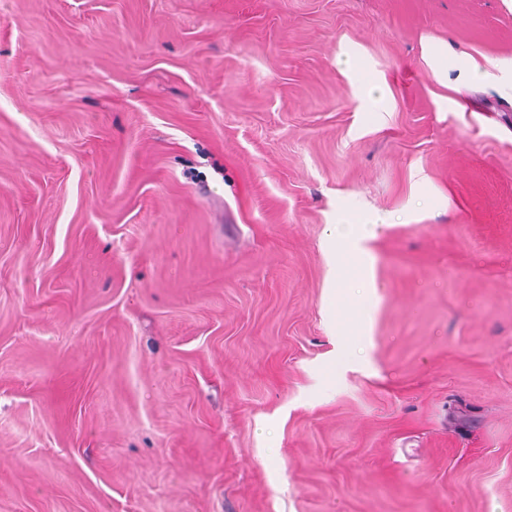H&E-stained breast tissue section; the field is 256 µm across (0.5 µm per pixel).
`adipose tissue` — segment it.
<instances>
[{
    "label": "adipose tissue",
    "instance_id": "1",
    "mask_svg": "<svg viewBox=\"0 0 512 512\" xmlns=\"http://www.w3.org/2000/svg\"><path fill=\"white\" fill-rule=\"evenodd\" d=\"M425 56L433 65L434 75L440 85H447L449 76L457 80L474 82L485 77V69L477 62L462 58L447 41L426 44ZM343 71L356 81L363 94L362 110L365 114L385 111L386 106L377 91L382 86L380 76L369 72L356 53H345L339 61ZM391 218L382 214H368L356 210H341L328 227L326 241L334 258L331 269L337 281L352 284L361 281L370 255L367 243L375 236V228L390 223Z\"/></svg>",
    "mask_w": 512,
    "mask_h": 512
}]
</instances>
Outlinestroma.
Returning a JSON list of instances; mask_svg holds the SVG:
<instances>
[{
  "label": "stroma",
  "instance_id": "1",
  "mask_svg": "<svg viewBox=\"0 0 512 512\" xmlns=\"http://www.w3.org/2000/svg\"><path fill=\"white\" fill-rule=\"evenodd\" d=\"M433 39L512 0H0V512H512V96ZM342 208L413 215L354 288ZM424 54L433 65L437 82L445 88L451 87L448 85L450 72H457L456 81L467 82L478 81L488 75L487 70L476 61L464 59L457 55L448 41L427 43L424 46ZM339 66L342 70L349 73L356 81L363 94V105L360 112H365L367 120L373 115V112H383L386 105L381 97L375 93L383 85L384 80L369 72L363 66L359 56L355 52H346L343 59H339Z\"/></svg>",
  "mask_w": 512,
  "mask_h": 512
}]
</instances>
